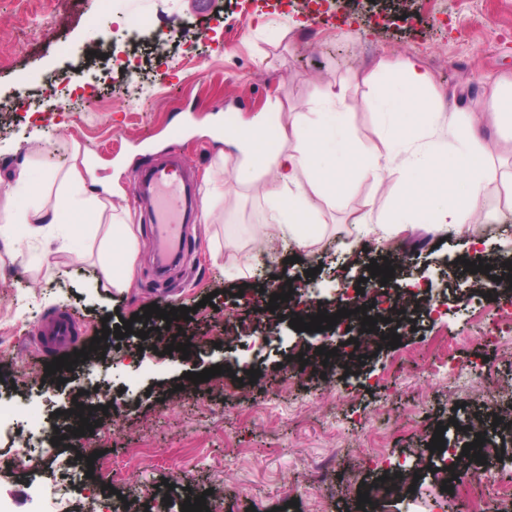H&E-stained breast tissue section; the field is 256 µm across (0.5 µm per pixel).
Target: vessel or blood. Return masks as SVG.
Returning <instances> with one entry per match:
<instances>
[{"label": "vessel or blood", "mask_w": 512, "mask_h": 512, "mask_svg": "<svg viewBox=\"0 0 512 512\" xmlns=\"http://www.w3.org/2000/svg\"><path fill=\"white\" fill-rule=\"evenodd\" d=\"M143 193L153 199L152 222L156 226L154 240L158 262H165L185 248L184 225L193 210L198 207L197 199L188 197L184 173L176 165L152 166L142 185ZM82 328L66 312L49 316L38 328L36 341L48 353L60 350H77L81 343Z\"/></svg>", "instance_id": "vessel-or-blood-1"}]
</instances>
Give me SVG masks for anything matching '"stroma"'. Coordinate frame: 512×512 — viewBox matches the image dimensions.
<instances>
[{
    "label": "stroma",
    "mask_w": 512,
    "mask_h": 512,
    "mask_svg": "<svg viewBox=\"0 0 512 512\" xmlns=\"http://www.w3.org/2000/svg\"><path fill=\"white\" fill-rule=\"evenodd\" d=\"M437 7L405 16L391 0H347V22L330 29L298 0H280L274 8L264 0H116L110 11L103 0H80L56 18L42 7L26 10L20 0H0V99L16 94L25 78L45 84L65 76L72 89L52 113L35 101L24 112H0V177L25 158L32 183L41 188L73 160L84 161L96 176L111 178L112 201L126 211L138 239L133 280L122 292L107 284L100 236H59L61 249L51 254L19 224L0 239V392L17 403L0 433L1 454L13 455L30 435L31 403L43 410L45 435L59 437V451L69 452L63 412L78 392L102 386L110 390L107 412L98 418L104 437L91 448L114 469L93 471L83 491L73 493L75 512H105L137 491L148 512H181L187 497L212 484L224 489L220 512H307L314 495L326 512H360L336 473L411 462L439 426L453 436L455 423L470 412L454 372L512 385V332L494 345L478 343L470 329L494 326L500 309L482 295L466 294L474 285L493 290L495 278L512 272V214L501 204L512 198V186L491 185L462 233L432 235L423 225H408L385 284L368 271L384 248L360 256L345 244L358 234L354 216L389 214L403 187L401 174L353 185L324 207L316 253L286 250L268 265L255 246L267 206L236 181L235 151L224 144L228 119H252L275 102L305 112L324 85L343 82L349 130L386 151L389 118L375 104L383 88L367 80L383 60L408 58L428 71L443 94L437 103L443 112L489 111L490 87L512 86V0H438ZM143 16L150 28L137 43L112 48L99 41V28L125 29ZM112 50L130 58L136 76L108 61ZM221 153L226 160L219 169ZM171 154L187 164L195 186L218 173L224 199L212 223L193 219L190 245L161 274L152 248V204L136 183L147 164ZM479 224L497 231L475 241ZM468 260L492 270L470 273ZM415 280L426 288L430 310L402 330L397 348L376 352L355 375L302 367V376L280 391L282 368L298 366L300 356L318 348L336 347L343 335L296 331L287 313L260 318L272 282H290L298 302L332 309L340 291L355 293L359 283L390 292ZM152 303L165 310L189 307L193 314L186 322L143 319ZM60 311L78 320L86 338H99L105 360L94 367L79 361L65 384L37 391L25 375L44 371L49 358L35 332ZM125 321L131 335L103 338V329ZM228 322L250 324L270 337V345L259 352L224 346ZM156 327L199 342L185 360L162 354L139 336ZM215 365L223 374L199 384L185 378ZM250 369L259 373L252 384L242 380ZM336 421L347 436L383 437L391 455L373 459L366 449L337 447L325 435ZM305 459L329 462L334 470L318 491L298 480ZM61 472L45 459L0 469V512H32L31 486L51 488ZM410 507L461 512L460 501L443 496L428 475L414 482L410 501L392 500L372 512Z\"/></svg>",
    "instance_id": "stroma-1"
}]
</instances>
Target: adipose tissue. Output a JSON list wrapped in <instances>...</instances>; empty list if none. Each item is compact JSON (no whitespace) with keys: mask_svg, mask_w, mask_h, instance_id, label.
Wrapping results in <instances>:
<instances>
[{"mask_svg":"<svg viewBox=\"0 0 512 512\" xmlns=\"http://www.w3.org/2000/svg\"><path fill=\"white\" fill-rule=\"evenodd\" d=\"M385 72L391 87L376 107L392 119L386 129L389 152H377L347 130L342 111L347 88L342 83L325 87L321 112H286L275 104L269 112L225 129V143L238 152L236 176L267 201L280 239L310 248L323 205L335 200L349 181L378 183L397 168L406 175V188L385 222L374 225L364 215L354 219L364 237L379 243L418 216L434 232L460 230L482 208L488 186L512 182V173L502 172L478 147V132L486 125L512 128V90L491 86L492 112H454L445 118L432 107L441 94L426 71L406 60L387 65ZM420 130L426 131L427 141L417 138ZM99 185V191H88L84 171L70 168L49 202L32 191L29 164L20 162L9 185L0 190V224L25 225L33 237L58 226L103 230L107 276L113 287H128L137 239L104 198L111 183L103 179ZM19 199L24 207H16Z\"/></svg>","mask_w":512,"mask_h":512,"instance_id":"1","label":"adipose tissue"}]
</instances>
